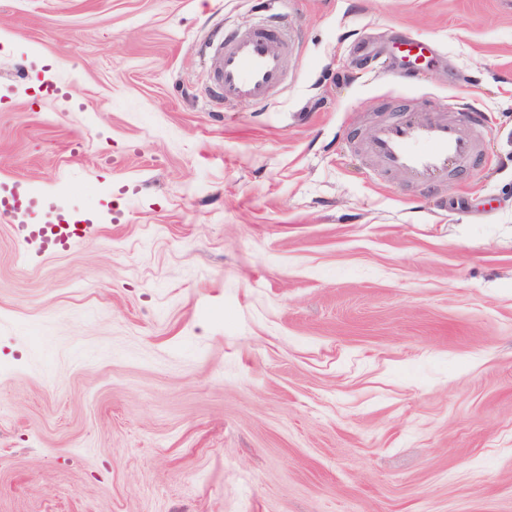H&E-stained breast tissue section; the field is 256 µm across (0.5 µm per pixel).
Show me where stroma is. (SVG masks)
Returning a JSON list of instances; mask_svg holds the SVG:
<instances>
[{"label":"stroma","instance_id":"35a3bbf8","mask_svg":"<svg viewBox=\"0 0 512 512\" xmlns=\"http://www.w3.org/2000/svg\"><path fill=\"white\" fill-rule=\"evenodd\" d=\"M270 13L284 84L217 104ZM452 101L475 165L376 174ZM0 197L92 227L0 213V512H512V0H0ZM441 111L403 109L369 127L364 154L380 175L402 172L417 189L448 182L479 158L482 115L468 107ZM29 237H39L45 243L48 249L40 246L42 251L64 249L70 245L71 239L74 235H78V231H82L75 225H62V224H44L35 225L27 228Z\"/></svg>","mask_w":512,"mask_h":512}]
</instances>
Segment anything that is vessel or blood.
<instances>
[{
	"instance_id": "1",
	"label": "vessel or blood",
	"mask_w": 512,
	"mask_h": 512,
	"mask_svg": "<svg viewBox=\"0 0 512 512\" xmlns=\"http://www.w3.org/2000/svg\"><path fill=\"white\" fill-rule=\"evenodd\" d=\"M287 50L285 33L271 25L227 34L212 55L217 95L228 103L264 106L282 80ZM482 132V115L472 108L403 109L369 127L362 148L378 174L404 173L415 188L425 190L446 183L478 159ZM77 233V227L62 224L28 230L55 250L69 246Z\"/></svg>"
}]
</instances>
